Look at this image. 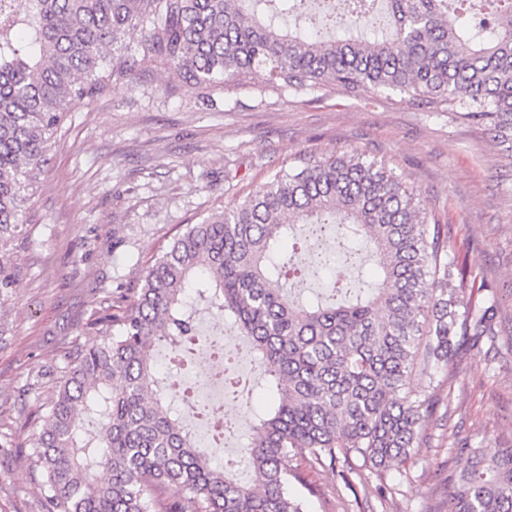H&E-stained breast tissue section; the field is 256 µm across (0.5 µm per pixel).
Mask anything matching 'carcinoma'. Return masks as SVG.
<instances>
[{"label": "carcinoma", "mask_w": 512, "mask_h": 512, "mask_svg": "<svg viewBox=\"0 0 512 512\" xmlns=\"http://www.w3.org/2000/svg\"><path fill=\"white\" fill-rule=\"evenodd\" d=\"M156 62L211 93L261 72L268 90L330 86L399 96L484 125L512 165V0H0V296L30 192L65 117ZM342 268L330 298L291 296L309 272ZM375 264L364 291L347 271ZM448 227L406 180L363 154L301 153L229 209L188 224L150 266L101 341L73 354L48 424L25 453L48 512H304L296 465L386 471L431 438L433 383L498 335L471 304ZM203 304L247 339L262 380L224 366L228 393L271 399L250 442L221 466L170 407L152 343L187 366L204 347ZM448 512H512V448L457 449Z\"/></svg>", "instance_id": "1"}]
</instances>
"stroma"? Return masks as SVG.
<instances>
[{
    "instance_id": "obj_1",
    "label": "stroma",
    "mask_w": 512,
    "mask_h": 512,
    "mask_svg": "<svg viewBox=\"0 0 512 512\" xmlns=\"http://www.w3.org/2000/svg\"><path fill=\"white\" fill-rule=\"evenodd\" d=\"M253 75L207 100L162 69L76 106L20 216L16 284L0 301V512H47L24 455L70 355L96 344L154 258L210 211L243 198L300 152H358L402 174L448 226L473 301L493 294L494 343L430 367L437 425L406 466L340 476L306 469V512H447L445 479L466 442L512 446V169L477 124L394 97L266 92Z\"/></svg>"
}]
</instances>
